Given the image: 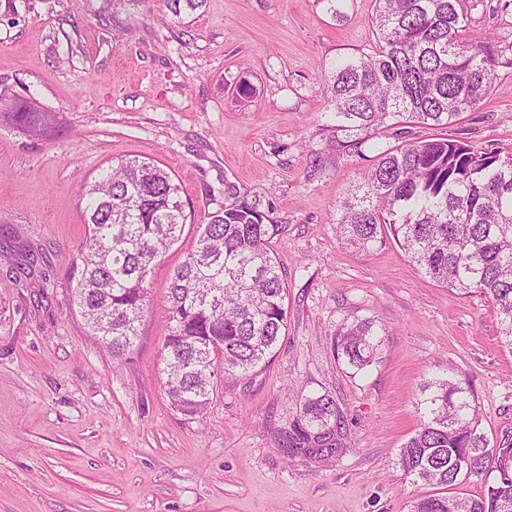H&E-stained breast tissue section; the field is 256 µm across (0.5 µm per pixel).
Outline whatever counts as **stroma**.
<instances>
[{
  "label": "stroma",
  "instance_id": "35a3bbf8",
  "mask_svg": "<svg viewBox=\"0 0 512 512\" xmlns=\"http://www.w3.org/2000/svg\"><path fill=\"white\" fill-rule=\"evenodd\" d=\"M489 37L497 86L453 134L512 154V0H464ZM374 0H0V97L50 114L34 137L0 117V512H411L427 488L396 462L417 426L423 380L467 382L491 441L512 436V350L495 309L432 281L395 242L354 252L338 205L374 152L329 150L324 68L372 43ZM254 92L237 95L239 78ZM136 155L181 186L189 219L149 280L150 307L119 359L88 329L71 289L87 234L78 187ZM232 182L273 208L287 326L272 355L218 379L203 416L172 409L162 309L168 277ZM385 326L382 355L352 374L337 328ZM327 393L344 454L286 461L276 434L301 398Z\"/></svg>",
  "mask_w": 512,
  "mask_h": 512
}]
</instances>
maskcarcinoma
Masks as SVG:
<instances>
[{"label":"carcinoma","instance_id":"1","mask_svg":"<svg viewBox=\"0 0 512 512\" xmlns=\"http://www.w3.org/2000/svg\"><path fill=\"white\" fill-rule=\"evenodd\" d=\"M173 15L206 0H165ZM371 50L324 70L335 131L331 150L365 154L386 119L448 126L477 110L496 88L498 59L468 36L463 0H376ZM30 133L45 130L31 103L9 112ZM87 236L73 300L92 334L123 357L149 308L148 279L180 238L188 215L180 186L152 161L120 159L79 189ZM281 226L232 182L224 204L199 225L196 242L169 278L162 344L172 407L203 415L214 379L247 373L273 352L286 326L285 282L273 239ZM341 244L369 253L387 236L432 280L461 294L481 293L496 309L512 350V155L476 149L448 134L412 138L378 153L340 206ZM385 329L366 318L342 325L334 351L356 374L380 359ZM418 425L398 465L437 492L411 512H512V440L492 444L470 386L446 374L428 377L415 399ZM333 396L306 397L278 444L289 457L323 462L347 448ZM496 460L498 476L481 494H450Z\"/></svg>","mask_w":512,"mask_h":512}]
</instances>
